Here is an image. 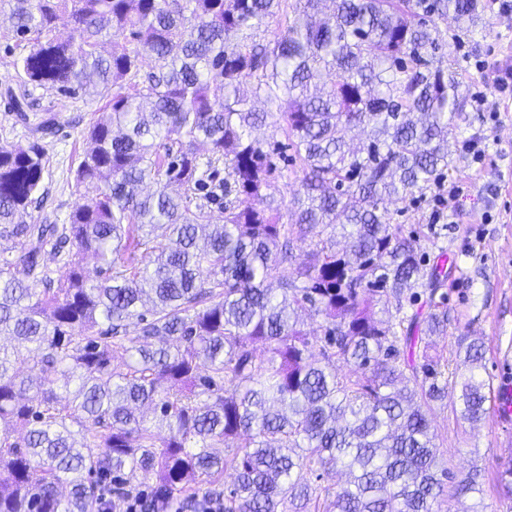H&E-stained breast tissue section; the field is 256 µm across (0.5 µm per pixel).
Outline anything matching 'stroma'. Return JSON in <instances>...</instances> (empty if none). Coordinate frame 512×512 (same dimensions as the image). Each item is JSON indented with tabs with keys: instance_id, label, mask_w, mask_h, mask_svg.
I'll return each mask as SVG.
<instances>
[{
	"instance_id": "stroma-1",
	"label": "stroma",
	"mask_w": 512,
	"mask_h": 512,
	"mask_svg": "<svg viewBox=\"0 0 512 512\" xmlns=\"http://www.w3.org/2000/svg\"><path fill=\"white\" fill-rule=\"evenodd\" d=\"M4 31L0 25V143L27 145L42 113H54L56 125L45 137L52 156L47 195L43 207L32 215L37 222L61 224L83 202L70 188L76 154L86 149V127L112 92L69 97L33 85L29 120L18 121L6 90L21 85L14 62L29 49L23 44L8 46ZM441 53L454 61L468 101L465 112L455 118L454 154L443 179L445 187L418 202L400 204L391 209L390 217L409 230L421 224L446 225V254L435 249L427 254L442 268L448 289V330L435 337L433 351L453 368L459 362V338L481 339L485 356L478 374L496 393L512 388V106L494 95L488 96L484 108L471 105L474 85L468 66L475 59L495 70L512 64V7L486 8L474 35L460 40L445 37ZM495 110L500 113L496 119L491 116ZM474 139L485 146L482 158L469 149ZM451 185L464 188L453 201L447 192ZM431 418L449 472L458 476L474 466L481 470V512H512V498L504 497L498 485L501 466L512 458V418L492 409L472 425L439 405Z\"/></svg>"
}]
</instances>
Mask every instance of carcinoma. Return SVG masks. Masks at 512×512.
I'll return each instance as SVG.
<instances>
[{
	"instance_id": "obj_1",
	"label": "carcinoma",
	"mask_w": 512,
	"mask_h": 512,
	"mask_svg": "<svg viewBox=\"0 0 512 512\" xmlns=\"http://www.w3.org/2000/svg\"><path fill=\"white\" fill-rule=\"evenodd\" d=\"M4 1L30 82L119 92L76 171L93 195L64 224L25 221L47 150L0 146V336L17 342L0 346V512H99L106 484L124 500L153 473L158 509L192 481L216 494L227 469L224 512H435L480 493L476 467L449 478L428 412L451 394L461 420L487 414L483 343L460 337L469 374L448 381L431 354L447 293L426 268L440 229L407 234L386 204L444 178L464 101L438 21L470 36L481 0ZM251 96L284 121L287 203ZM305 311L325 322L316 353ZM339 470L346 485L321 484ZM277 165L279 171L275 173L272 180V191H274L278 198H283L284 202L287 203L297 188L298 181L293 172V166L288 165V167H284L283 163L279 161H277Z\"/></svg>"
}]
</instances>
